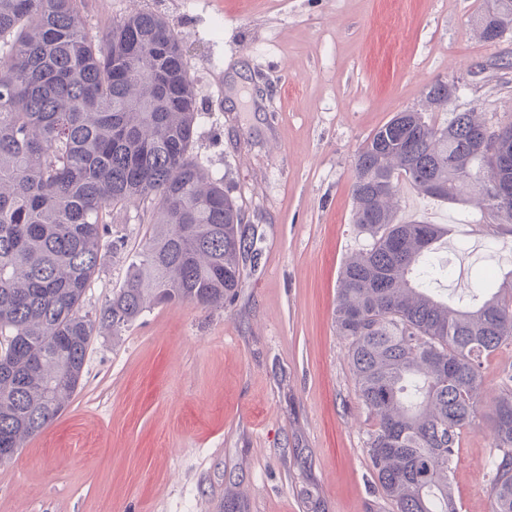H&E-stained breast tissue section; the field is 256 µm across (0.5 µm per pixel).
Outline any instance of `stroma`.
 Here are the masks:
<instances>
[{
    "mask_svg": "<svg viewBox=\"0 0 512 512\" xmlns=\"http://www.w3.org/2000/svg\"><path fill=\"white\" fill-rule=\"evenodd\" d=\"M487 0H89L85 24L142 10L179 35L201 119L192 154L240 208L256 254L231 306L155 305L95 333L55 423L0 464V512H392L365 452L372 422L336 332L338 277L371 240L353 222L356 154L396 113L512 124V29L485 41ZM398 215L447 226L456 297L512 281V232L476 201L400 187ZM151 202L104 214L124 239L92 280L96 313L144 246ZM512 348L485 365L454 463L462 512H492L489 424ZM455 92L448 91V82L438 80L433 83L426 93V97L430 104L438 111H447L448 104L451 102L452 97L455 96Z\"/></svg>",
    "mask_w": 512,
    "mask_h": 512,
    "instance_id": "stroma-1",
    "label": "stroma"
}]
</instances>
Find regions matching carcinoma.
<instances>
[{
  "label": "carcinoma",
  "instance_id": "1",
  "mask_svg": "<svg viewBox=\"0 0 512 512\" xmlns=\"http://www.w3.org/2000/svg\"><path fill=\"white\" fill-rule=\"evenodd\" d=\"M87 0H0V453L60 415L83 377L96 328L116 335L149 303L222 308L242 287L254 240L222 185L191 157L200 113L182 42L138 12L96 39ZM512 28V0L477 19ZM455 92L426 93L439 111ZM472 112L446 124L399 112L359 149L354 223L370 248L343 268L334 319L350 339L357 396L374 420L366 453L396 512H460L452 469L477 417L484 365L512 347V288L486 279L472 305L441 298L432 256L438 224L398 220L405 181L427 196L479 200L512 224V161L474 155ZM149 199L148 242L112 301L91 317L87 288L108 251L102 216ZM493 512H512V366L502 370L490 425Z\"/></svg>",
  "mask_w": 512,
  "mask_h": 512
}]
</instances>
